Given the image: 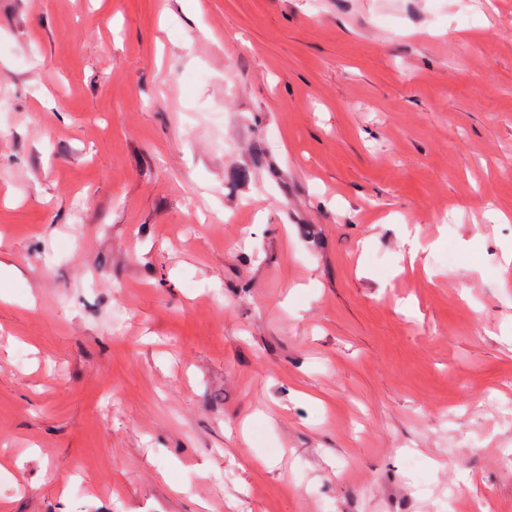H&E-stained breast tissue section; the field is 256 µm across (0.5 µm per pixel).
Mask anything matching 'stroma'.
Here are the masks:
<instances>
[{"instance_id": "1", "label": "stroma", "mask_w": 512, "mask_h": 512, "mask_svg": "<svg viewBox=\"0 0 512 512\" xmlns=\"http://www.w3.org/2000/svg\"><path fill=\"white\" fill-rule=\"evenodd\" d=\"M0 41V512H512V0Z\"/></svg>"}]
</instances>
